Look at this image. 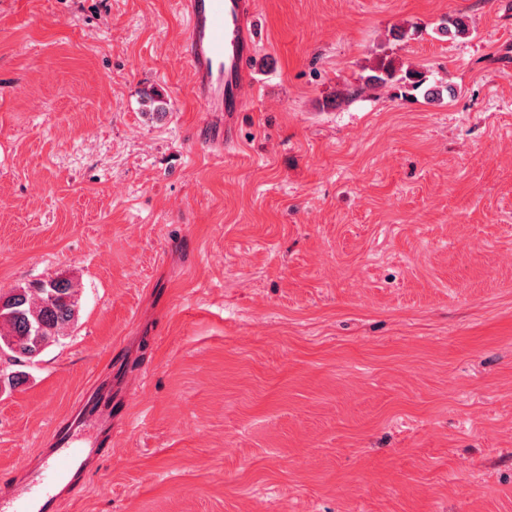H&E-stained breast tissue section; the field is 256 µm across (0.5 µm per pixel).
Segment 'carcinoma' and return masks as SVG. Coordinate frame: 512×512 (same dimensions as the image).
Listing matches in <instances>:
<instances>
[{
	"label": "carcinoma",
	"instance_id": "carcinoma-1",
	"mask_svg": "<svg viewBox=\"0 0 512 512\" xmlns=\"http://www.w3.org/2000/svg\"><path fill=\"white\" fill-rule=\"evenodd\" d=\"M441 31L464 37L469 29L462 18L450 16ZM363 80L366 87L395 81L414 90L424 89V96L428 98L440 95L438 90L425 87L426 78L422 72L397 67L387 54L377 57ZM78 313V285L62 274L32 288L0 290V351L7 349L14 358L33 362L76 325Z\"/></svg>",
	"mask_w": 512,
	"mask_h": 512
}]
</instances>
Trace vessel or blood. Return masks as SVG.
Returning <instances> with one entry per match:
<instances>
[{"mask_svg": "<svg viewBox=\"0 0 512 512\" xmlns=\"http://www.w3.org/2000/svg\"><path fill=\"white\" fill-rule=\"evenodd\" d=\"M188 35L183 56L203 111L224 115L232 143L239 112L253 98L249 63L257 49V0H182ZM128 420L125 399L111 389L81 396L11 485L0 488V512H56L58 503L93 474L113 434Z\"/></svg>", "mask_w": 512, "mask_h": 512, "instance_id": "vessel-or-blood-1", "label": "vessel or blood"}]
</instances>
